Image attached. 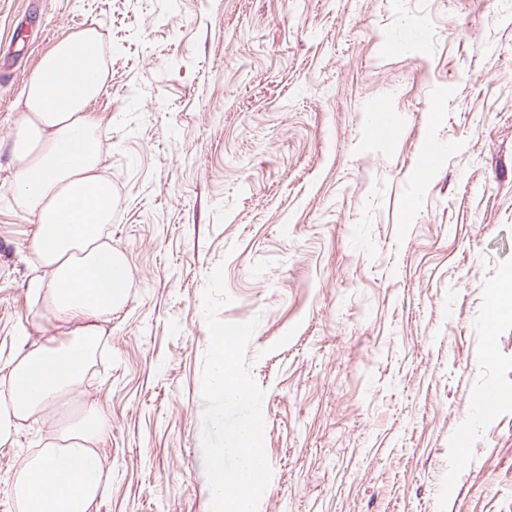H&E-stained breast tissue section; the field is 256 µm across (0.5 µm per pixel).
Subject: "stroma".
Returning a JSON list of instances; mask_svg holds the SVG:
<instances>
[{"label": "stroma", "mask_w": 512, "mask_h": 512, "mask_svg": "<svg viewBox=\"0 0 512 512\" xmlns=\"http://www.w3.org/2000/svg\"><path fill=\"white\" fill-rule=\"evenodd\" d=\"M96 28L109 244L131 288L83 394L0 445L8 482L107 415L94 512H210L202 294L256 321L272 479L257 512H512V0H0V365L56 323L28 288L15 106L41 55ZM385 100L383 122L369 118ZM452 140L429 155L426 137Z\"/></svg>", "instance_id": "stroma-1"}]
</instances>
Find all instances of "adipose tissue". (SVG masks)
<instances>
[{
    "instance_id": "ef3b65f1",
    "label": "adipose tissue",
    "mask_w": 512,
    "mask_h": 512,
    "mask_svg": "<svg viewBox=\"0 0 512 512\" xmlns=\"http://www.w3.org/2000/svg\"><path fill=\"white\" fill-rule=\"evenodd\" d=\"M106 77L101 37L82 29L42 55L18 102L11 149L16 204L34 220L32 248L40 263L28 288L62 332L7 361L0 444L13 440L20 422L80 393L103 324L131 286L124 254L103 240L112 221V184L101 174L92 106ZM107 431L106 415L88 406L68 444H45L16 472L10 485L26 512H90L102 474L95 446Z\"/></svg>"
}]
</instances>
